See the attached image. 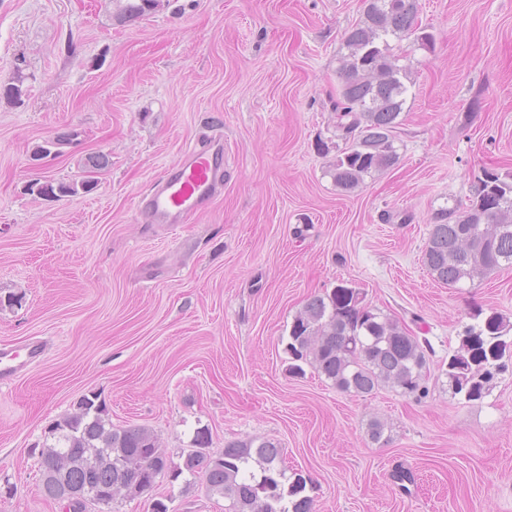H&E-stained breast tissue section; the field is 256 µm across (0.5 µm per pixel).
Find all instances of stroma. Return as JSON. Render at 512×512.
<instances>
[{
	"mask_svg": "<svg viewBox=\"0 0 512 512\" xmlns=\"http://www.w3.org/2000/svg\"><path fill=\"white\" fill-rule=\"evenodd\" d=\"M365 0H0V348L47 356L0 386V512H66L31 450L86 396L116 427L151 430L182 465L269 438L308 479L311 512H512V363L488 393L443 374L474 307L512 319V266L451 288L422 263L433 214L469 204L484 169L512 172V0H419L433 50L393 41L409 68L400 161L353 192L334 143L339 57ZM470 113L468 124L459 117ZM220 135L222 193L176 227L140 198L190 146ZM55 142L53 156L33 151ZM108 159L86 167L92 155ZM89 179L49 199L35 182ZM347 283L426 338L425 396L356 397L285 347L307 300ZM385 424L372 442L370 420ZM224 512L201 478H158L87 512Z\"/></svg>",
	"mask_w": 512,
	"mask_h": 512,
	"instance_id": "35a3bbf8",
	"label": "stroma"
}]
</instances>
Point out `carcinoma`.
<instances>
[{
    "instance_id": "cac0c4a2",
    "label": "carcinoma",
    "mask_w": 512,
    "mask_h": 512,
    "mask_svg": "<svg viewBox=\"0 0 512 512\" xmlns=\"http://www.w3.org/2000/svg\"><path fill=\"white\" fill-rule=\"evenodd\" d=\"M161 2L138 0L124 11L140 16ZM418 9V0H367L362 18L346 33L333 105L336 138L344 147L336 148L328 169L336 187L346 192L399 161L395 132L407 103L409 75L391 53L390 39L420 30ZM93 189L94 183L84 179L30 187L54 198ZM422 262L436 281L450 288L484 278L504 263L512 265V174L486 169L468 208L455 202L439 209ZM473 318L478 323L465 328L445 372L452 394L468 400L483 397L512 348V341L505 340L511 320L495 311L485 316L481 308ZM427 346L402 321L370 307L359 289L340 284L306 302L294 317L285 351L290 373L310 365L337 389L355 396L386 386L402 395L422 396ZM51 435L53 441L38 449V458L43 491L52 500L67 487L108 505L111 500L100 496L103 490L134 498L150 491L169 470L155 434L141 426L112 427L95 394L57 422ZM209 443L208 430H197L195 450L173 477L185 471L202 475L206 492L228 501L227 512H310L304 495L307 479L297 472L286 475L278 443L231 441L216 455L206 452Z\"/></svg>"
}]
</instances>
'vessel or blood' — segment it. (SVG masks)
Instances as JSON below:
<instances>
[{"mask_svg": "<svg viewBox=\"0 0 512 512\" xmlns=\"http://www.w3.org/2000/svg\"><path fill=\"white\" fill-rule=\"evenodd\" d=\"M227 169L222 137L213 136L186 151L182 158L167 167L155 180L151 190L138 203L143 222L173 227L220 194ZM45 345L30 340L23 351L0 349V383H7L24 364L43 360Z\"/></svg>", "mask_w": 512, "mask_h": 512, "instance_id": "1", "label": "vessel or blood"}]
</instances>
